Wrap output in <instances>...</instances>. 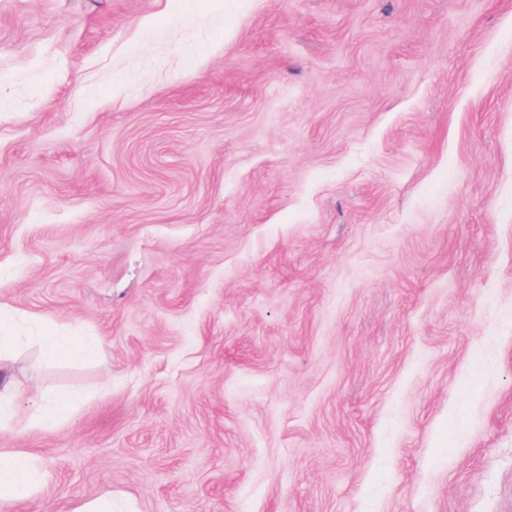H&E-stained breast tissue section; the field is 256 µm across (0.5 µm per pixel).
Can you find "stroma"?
Segmentation results:
<instances>
[{
    "label": "stroma",
    "mask_w": 512,
    "mask_h": 512,
    "mask_svg": "<svg viewBox=\"0 0 512 512\" xmlns=\"http://www.w3.org/2000/svg\"><path fill=\"white\" fill-rule=\"evenodd\" d=\"M0 343V512H512V0H0ZM36 466L28 457H18L0 466V501L9 502L33 493Z\"/></svg>",
    "instance_id": "1"
}]
</instances>
